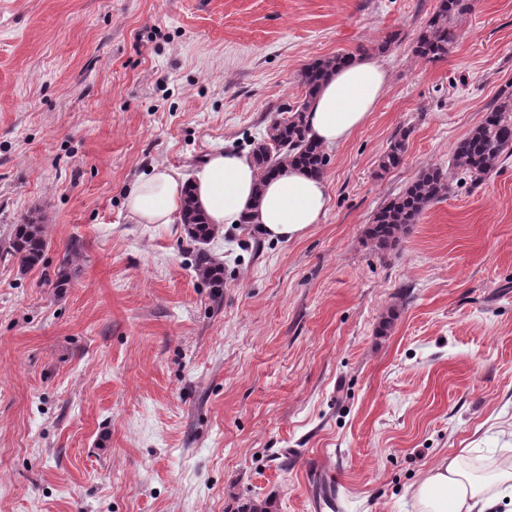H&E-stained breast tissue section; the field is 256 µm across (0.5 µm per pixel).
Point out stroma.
Instances as JSON below:
<instances>
[{
  "instance_id": "obj_1",
  "label": "stroma",
  "mask_w": 512,
  "mask_h": 512,
  "mask_svg": "<svg viewBox=\"0 0 512 512\" xmlns=\"http://www.w3.org/2000/svg\"><path fill=\"white\" fill-rule=\"evenodd\" d=\"M437 3L0 0V512H310L315 463L342 512H414L443 456L512 460V157L474 186L451 163L512 91V0H470L428 62ZM336 54L379 57L389 85L326 150L324 219L292 241L225 227L208 288L180 224L138 223L128 190L249 154ZM428 167L446 197L373 249L374 213ZM30 218L48 247L24 272L3 251ZM406 137L407 132L400 131L392 138L387 149L379 160V169L382 172H387L390 169L397 167L401 163L405 151Z\"/></svg>"
}]
</instances>
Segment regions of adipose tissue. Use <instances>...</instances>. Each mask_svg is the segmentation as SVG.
Segmentation results:
<instances>
[{
    "instance_id": "ef3b65f1",
    "label": "adipose tissue",
    "mask_w": 512,
    "mask_h": 512,
    "mask_svg": "<svg viewBox=\"0 0 512 512\" xmlns=\"http://www.w3.org/2000/svg\"><path fill=\"white\" fill-rule=\"evenodd\" d=\"M388 83L382 63L364 56L336 69L324 82L307 114L312 138L323 146L346 141L374 112ZM194 197L209 223L217 227L240 222L243 214L263 237L292 240L320 223L328 205L327 181L296 166L283 167L274 178L260 180L250 158L236 152L212 151L183 179L157 165L128 190L126 206L142 224L178 220L185 190ZM512 487V468L492 479H477L461 456L443 457L430 467L413 490L415 512H493L504 489Z\"/></svg>"
}]
</instances>
